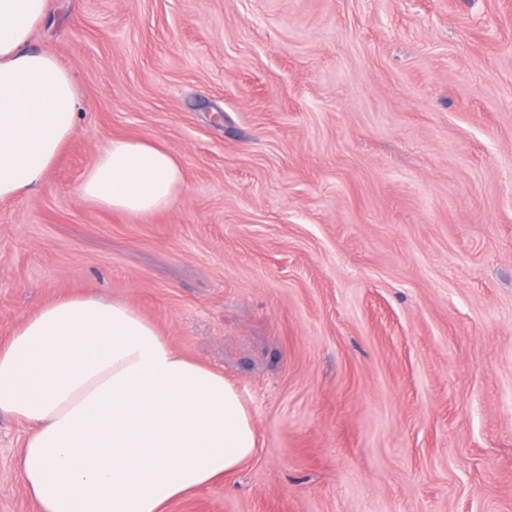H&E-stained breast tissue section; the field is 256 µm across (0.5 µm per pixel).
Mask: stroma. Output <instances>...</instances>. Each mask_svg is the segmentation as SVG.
<instances>
[{
    "label": "stroma",
    "mask_w": 512,
    "mask_h": 512,
    "mask_svg": "<svg viewBox=\"0 0 512 512\" xmlns=\"http://www.w3.org/2000/svg\"><path fill=\"white\" fill-rule=\"evenodd\" d=\"M50 4L87 109L0 203V341L120 297L236 384L255 457L167 512H512V0ZM115 136L180 157L173 209L80 198Z\"/></svg>",
    "instance_id": "obj_1"
}]
</instances>
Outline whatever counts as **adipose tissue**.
Wrapping results in <instances>:
<instances>
[{"label": "adipose tissue", "mask_w": 512, "mask_h": 512, "mask_svg": "<svg viewBox=\"0 0 512 512\" xmlns=\"http://www.w3.org/2000/svg\"><path fill=\"white\" fill-rule=\"evenodd\" d=\"M49 0H0V201L45 180L84 108L72 74L32 44ZM181 160L115 137L78 186L132 216L169 211ZM23 425L17 466L38 512H166L251 461L258 436L235 386L178 354L123 299H57L0 343V415Z\"/></svg>", "instance_id": "adipose-tissue-1"}]
</instances>
